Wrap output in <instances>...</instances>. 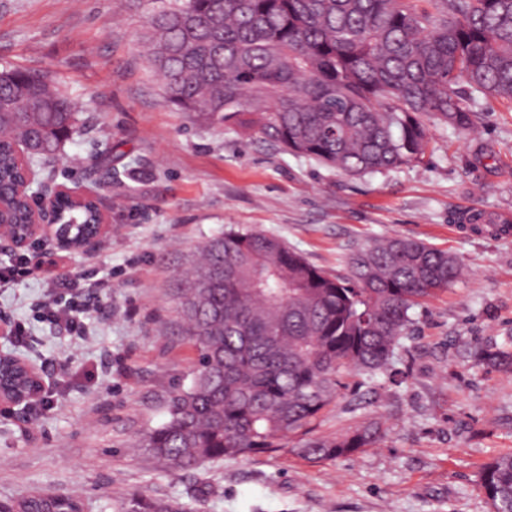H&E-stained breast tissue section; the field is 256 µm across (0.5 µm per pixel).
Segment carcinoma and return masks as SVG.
Segmentation results:
<instances>
[{"mask_svg": "<svg viewBox=\"0 0 512 512\" xmlns=\"http://www.w3.org/2000/svg\"><path fill=\"white\" fill-rule=\"evenodd\" d=\"M146 55L167 99L204 121L257 128L285 151L347 175L424 161L434 118L474 128L481 96L512 101V0H160ZM467 94H459V84ZM78 112L43 74L0 72V217L23 223L13 195L14 143L58 154ZM350 277L311 265L260 231L230 228L187 272L180 313L199 352L192 385L141 447L173 470L289 453L311 463L374 447L381 422L319 431L344 375H391L410 311L461 275L421 240L358 247ZM477 364L512 372V340L475 343ZM490 512H512V454L483 464ZM24 512H84L72 497L33 493ZM120 512H191L131 494Z\"/></svg>", "mask_w": 512, "mask_h": 512, "instance_id": "1", "label": "carcinoma"}]
</instances>
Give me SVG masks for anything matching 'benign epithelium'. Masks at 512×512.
Here are the masks:
<instances>
[{"mask_svg":"<svg viewBox=\"0 0 512 512\" xmlns=\"http://www.w3.org/2000/svg\"><path fill=\"white\" fill-rule=\"evenodd\" d=\"M18 161L24 166L25 180L18 191L28 201L30 221L13 230L0 226V238L8 240L15 248L21 249L41 240L53 242L65 251L84 250L92 245L106 230L108 216L103 208L96 212V226H87L86 230L72 236L73 218L66 210L56 206L57 200L67 194L65 190H50L42 185L36 191L31 190L35 175L32 173L29 155L18 151ZM43 379L30 363L9 353L0 352V404L23 410L28 401L41 393Z\"/></svg>","mask_w":512,"mask_h":512,"instance_id":"benign-epithelium-1","label":"benign epithelium"}]
</instances>
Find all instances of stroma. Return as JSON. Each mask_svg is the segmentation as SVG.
Here are the masks:
<instances>
[{
	"label": "stroma",
	"mask_w": 512,
	"mask_h": 512,
	"mask_svg": "<svg viewBox=\"0 0 512 512\" xmlns=\"http://www.w3.org/2000/svg\"><path fill=\"white\" fill-rule=\"evenodd\" d=\"M152 9L150 0H0V71L49 75L78 107L76 132L35 180L94 195L110 220L83 251L0 247V264L32 270L0 288V320L26 340L17 350L1 337L0 351L58 384L53 409L21 418L0 407V503L40 492L117 512L138 493L194 512H490L479 467L512 453V374L472 365L465 350L512 336V237L463 229L460 217L512 215V102L480 99L465 134L430 123L423 163L349 177L166 102L144 52ZM229 225L277 237L335 277L379 236L460 261L459 279L412 311L393 360L402 383L347 377L321 419L325 433L381 420L375 447L335 462L280 453L190 471L137 447L192 382L198 353L177 306L198 251ZM103 275L110 288L91 297L84 281ZM50 278L60 289L48 290ZM51 302L85 307L91 337L45 321Z\"/></svg>",
	"instance_id": "obj_1"
}]
</instances>
